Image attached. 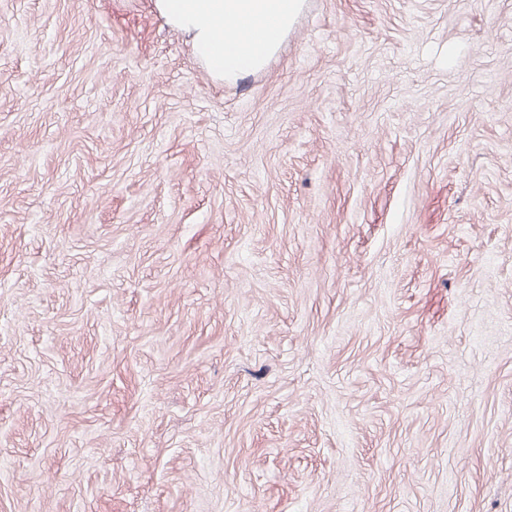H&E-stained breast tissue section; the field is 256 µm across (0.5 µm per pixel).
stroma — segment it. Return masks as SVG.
Wrapping results in <instances>:
<instances>
[{
    "instance_id": "1",
    "label": "stroma",
    "mask_w": 512,
    "mask_h": 512,
    "mask_svg": "<svg viewBox=\"0 0 512 512\" xmlns=\"http://www.w3.org/2000/svg\"><path fill=\"white\" fill-rule=\"evenodd\" d=\"M0 512H512V0H0ZM302 2L155 0V7L190 38L195 54L215 79L232 82L265 67L292 28Z\"/></svg>"
}]
</instances>
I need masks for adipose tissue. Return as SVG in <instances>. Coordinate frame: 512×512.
Returning <instances> with one entry per match:
<instances>
[{"mask_svg":"<svg viewBox=\"0 0 512 512\" xmlns=\"http://www.w3.org/2000/svg\"><path fill=\"white\" fill-rule=\"evenodd\" d=\"M303 0H155L186 34L215 79L232 82L265 67L292 28Z\"/></svg>","mask_w":512,"mask_h":512,"instance_id":"obj_1","label":"adipose tissue"}]
</instances>
